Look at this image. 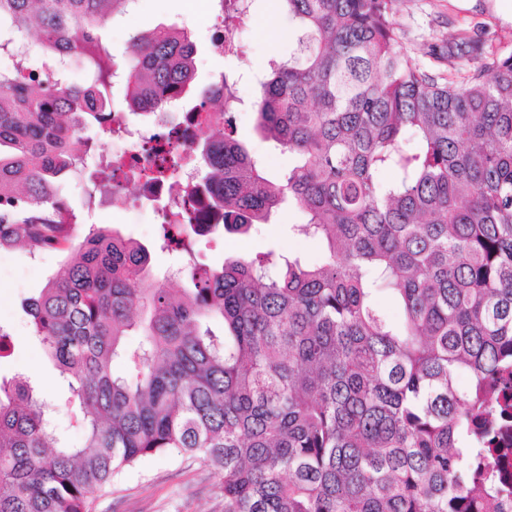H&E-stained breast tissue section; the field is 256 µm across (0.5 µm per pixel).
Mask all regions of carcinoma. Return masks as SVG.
Returning <instances> with one entry per match:
<instances>
[{"label": "carcinoma", "mask_w": 512, "mask_h": 512, "mask_svg": "<svg viewBox=\"0 0 512 512\" xmlns=\"http://www.w3.org/2000/svg\"><path fill=\"white\" fill-rule=\"evenodd\" d=\"M130 2L0 0V52L46 63L0 69V251L66 254L28 314L84 436L66 442L30 379L0 378V512H89L115 475L171 448L210 463L224 512H512L481 476L495 438L478 431L512 415L498 387L512 375V54L459 31L436 78L403 46L395 0H279L297 28L253 107L293 165L268 178L229 119L201 155L225 231L286 204L322 258L213 269L186 225L175 240L163 224L178 293L148 247L108 227L78 237L58 184L90 130L112 133L116 71L134 115L191 92L194 47L174 24L131 34L115 61L103 33ZM222 84L192 106L209 125L207 103L237 101Z\"/></svg>", "instance_id": "1"}]
</instances>
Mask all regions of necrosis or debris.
<instances>
[{
	"instance_id": "1",
	"label": "necrosis or debris",
	"mask_w": 512,
	"mask_h": 512,
	"mask_svg": "<svg viewBox=\"0 0 512 512\" xmlns=\"http://www.w3.org/2000/svg\"><path fill=\"white\" fill-rule=\"evenodd\" d=\"M250 20L248 8H241L232 18H225L214 4H207L204 22L218 37L214 43L221 55L235 52V33ZM113 124L123 125L122 133L113 135L112 142V207L123 211L129 204L121 188L129 182L138 185V205L178 215L185 224L196 223L205 217L209 196L205 191L204 162L198 143L204 136L201 126L187 120L170 121L167 113L152 116L153 133L147 134L133 125L126 113L112 114ZM181 155L183 161L175 177L160 176L158 166L166 157Z\"/></svg>"
}]
</instances>
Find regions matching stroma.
Instances as JSON below:
<instances>
[{"instance_id":"1","label":"stroma","mask_w":512,"mask_h":512,"mask_svg":"<svg viewBox=\"0 0 512 512\" xmlns=\"http://www.w3.org/2000/svg\"><path fill=\"white\" fill-rule=\"evenodd\" d=\"M395 18L403 31V43L415 62L434 76L447 74L446 60L432 56L433 45L446 43L450 35L479 22L489 24L496 39L495 53H512V0H396ZM251 26L239 34L241 56L233 60L235 89L240 100L233 114L236 136L246 143L263 163L270 178L287 173L292 164L288 152L262 139L255 131L253 103L258 95L256 72L264 70L270 59L280 55L296 29V23L282 9L279 0H252ZM202 13L187 0H138L135 7L111 24L105 38L119 61H126L127 42L136 31H149L161 24L184 28L195 45V81L213 83L223 72L224 58L214 52V32L201 22ZM86 173L70 177L61 190L67 202L78 211L90 210L93 224L114 228L124 236L151 248V263L157 275H170L171 254L156 249L161 217L135 211L115 212L110 207L87 203ZM301 214L292 208L279 212L274 223L255 225L247 234L224 231L201 239L196 244L201 263L216 268L225 258L256 252L295 253L308 262L322 257L318 242L293 234ZM61 258L53 253L30 255L16 248L0 252V325L13 337V351L0 358V376H30L42 393L57 404L56 425L71 444H80L83 433L64 403L67 386L49 362L26 313V302L46 284ZM92 512H224V495L219 479L208 462L191 458L172 449L146 456L114 478L110 488L98 493Z\"/></svg>"}]
</instances>
